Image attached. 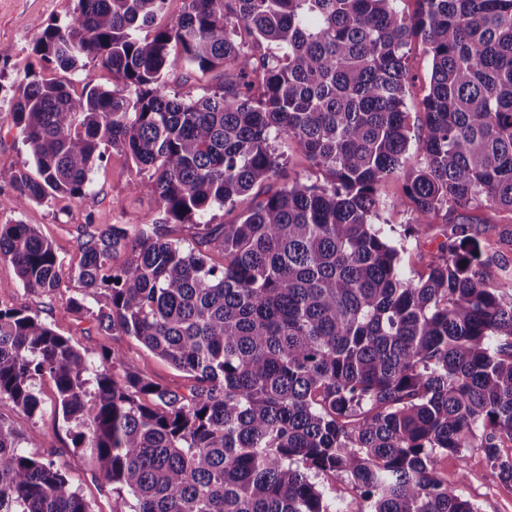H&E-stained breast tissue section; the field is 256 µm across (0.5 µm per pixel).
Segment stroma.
I'll use <instances>...</instances> for the list:
<instances>
[{"instance_id":"stroma-1","label":"stroma","mask_w":512,"mask_h":512,"mask_svg":"<svg viewBox=\"0 0 512 512\" xmlns=\"http://www.w3.org/2000/svg\"><path fill=\"white\" fill-rule=\"evenodd\" d=\"M76 0H0V100L10 99L30 70L40 71L44 78H55L54 70L43 67L33 48L42 30L49 25L64 24L73 13ZM136 168L131 160L117 151H109L106 161L93 177L86 195L73 199L56 196L51 204H31L21 212H0V222L18 219L34 225L41 236L52 244L61 261V288L53 298L24 288L10 263L0 262V303L37 314L60 335L68 337L78 349L99 351L101 346L119 350L132 365L154 381L184 388L183 373L146 349L135 338L124 335L101 336L93 323L77 317L67 308L69 298L78 296L80 288L73 274L78 260V236L82 224H146L155 217L154 201L145 190L133 189ZM387 236L395 243H405L408 252L402 261V272L411 275L426 272L437 256L436 240L415 244L404 237L412 217L406 208L388 210ZM36 389L44 402L41 415L30 418L10 405L0 403V418L9 422L24 437L22 447L27 454L64 462L68 477L91 504L93 512H110L112 490L105 487L91 462L89 449L75 446L69 424L55 413L56 387L50 376L36 381ZM438 475L452 487H460L479 512H512V485L500 481L490 462L477 448L467 451L464 459L448 455L436 464Z\"/></svg>"}]
</instances>
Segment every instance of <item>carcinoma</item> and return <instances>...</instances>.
I'll list each match as a JSON object with an SVG mask.
<instances>
[{
  "label": "carcinoma",
  "mask_w": 512,
  "mask_h": 512,
  "mask_svg": "<svg viewBox=\"0 0 512 512\" xmlns=\"http://www.w3.org/2000/svg\"><path fill=\"white\" fill-rule=\"evenodd\" d=\"M396 2L183 0L160 26L168 0H77L43 30L41 63L74 75L92 59L115 87L88 77L76 94L27 73L11 114L36 174L0 169V210L82 198L108 149L129 157L157 218L85 225L68 309L192 380L171 389L0 306V400L33 417L34 382L50 375L112 512H341L321 476L359 491V512H478L435 468L470 448L512 484V225L492 242L473 215L512 212V0H417L411 17ZM416 40L432 68L413 134ZM182 68L230 78L186 99L165 91ZM280 139L330 182L263 188ZM401 177L403 195L383 199ZM396 203L417 241L442 209L455 215L417 280L381 227ZM215 206L229 219L201 223ZM171 224L200 232L174 239ZM2 260L44 296L61 286L31 224H0ZM22 442L0 418V512H91Z\"/></svg>",
  "instance_id": "carcinoma-1"
}]
</instances>
